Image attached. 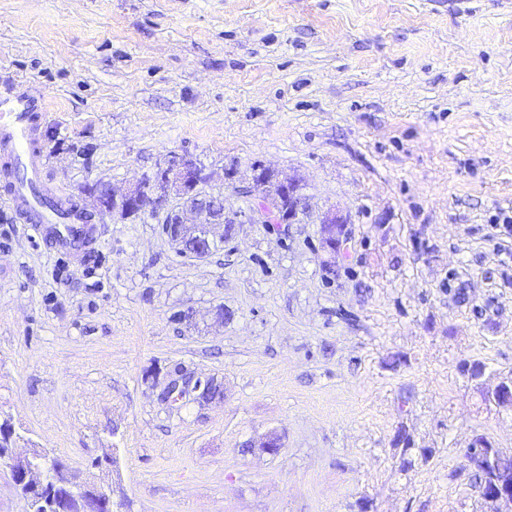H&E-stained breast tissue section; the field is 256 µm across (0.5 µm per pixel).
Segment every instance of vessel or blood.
Instances as JSON below:
<instances>
[{
    "label": "vessel or blood",
    "instance_id": "1",
    "mask_svg": "<svg viewBox=\"0 0 512 512\" xmlns=\"http://www.w3.org/2000/svg\"><path fill=\"white\" fill-rule=\"evenodd\" d=\"M46 119L42 98L21 85L0 81V170L16 177L0 185V204L58 252L81 262L102 237V227L62 207V197L46 182L48 157L39 137Z\"/></svg>",
    "mask_w": 512,
    "mask_h": 512
}]
</instances>
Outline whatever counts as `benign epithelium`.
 Segmentation results:
<instances>
[{
  "instance_id": "1",
  "label": "benign epithelium",
  "mask_w": 512,
  "mask_h": 512,
  "mask_svg": "<svg viewBox=\"0 0 512 512\" xmlns=\"http://www.w3.org/2000/svg\"><path fill=\"white\" fill-rule=\"evenodd\" d=\"M210 177L192 160L177 154L169 155L157 167L151 191L142 184H135L122 192L108 187L103 193L87 188L93 199V216H110L117 212L121 216L140 213L152 204L168 205L165 223L171 225L169 237L180 247L194 244L189 253L203 258L209 253L211 229L216 225L239 224L246 219L251 224H294L300 217L308 215L321 225V247L331 257L341 250L342 225L346 218L334 209H313L310 198L303 193L300 182L291 177L273 173V184L257 181L256 172L239 180L232 192L252 199L248 211H237L226 206L222 192L206 189ZM197 399L208 402L224 396L223 386L211 379L197 384ZM499 405H512V379L501 381L491 393ZM0 431L7 440H0V465L10 469L12 480L29 504L41 499L48 512H122L124 502L114 500L112 486H88L79 482L78 475L67 471L64 464L48 459L39 449L24 459L12 455L15 429L11 421H0ZM504 457L503 451L491 445L467 449L469 466L487 471L496 468ZM482 499L489 502L512 503V481L497 482L490 488H479Z\"/></svg>"
}]
</instances>
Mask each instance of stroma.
<instances>
[{"label":"stroma","instance_id":"1","mask_svg":"<svg viewBox=\"0 0 512 512\" xmlns=\"http://www.w3.org/2000/svg\"><path fill=\"white\" fill-rule=\"evenodd\" d=\"M1 79L43 95L76 203L178 153L348 216L332 259L308 219L200 259L164 212L108 216L80 264L0 209L15 454L125 512H512L465 457L512 453V261L487 239L512 216V0H0ZM210 378L219 402L166 397Z\"/></svg>","mask_w":512,"mask_h":512}]
</instances>
